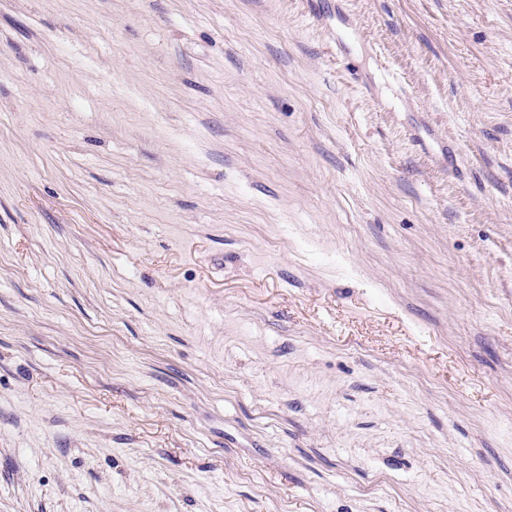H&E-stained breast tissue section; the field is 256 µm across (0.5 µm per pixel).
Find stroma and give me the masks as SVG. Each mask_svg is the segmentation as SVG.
<instances>
[{
  "label": "stroma",
  "mask_w": 512,
  "mask_h": 512,
  "mask_svg": "<svg viewBox=\"0 0 512 512\" xmlns=\"http://www.w3.org/2000/svg\"><path fill=\"white\" fill-rule=\"evenodd\" d=\"M0 512H512V0H0Z\"/></svg>",
  "instance_id": "obj_1"
}]
</instances>
